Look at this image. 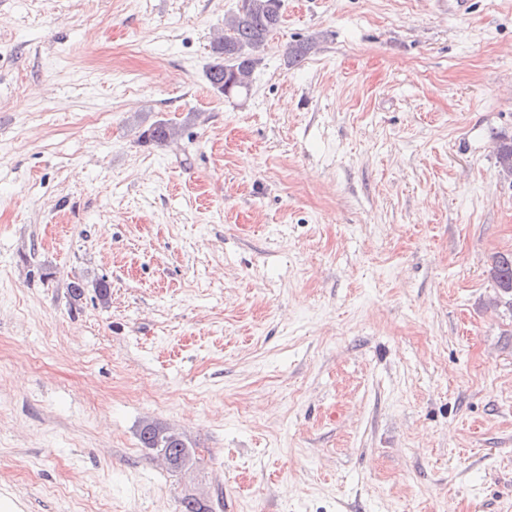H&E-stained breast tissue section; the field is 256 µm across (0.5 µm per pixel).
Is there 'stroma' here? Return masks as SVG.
I'll return each instance as SVG.
<instances>
[{"instance_id":"obj_1","label":"stroma","mask_w":512,"mask_h":512,"mask_svg":"<svg viewBox=\"0 0 512 512\" xmlns=\"http://www.w3.org/2000/svg\"><path fill=\"white\" fill-rule=\"evenodd\" d=\"M470 2L283 0L227 98L240 0H0V501L512 512V0ZM282 2L242 0L237 12L225 16L224 33L213 41V63L205 73L214 92L227 97L249 91L258 53L283 23ZM183 124L173 119H158L144 128L138 136L142 143L155 144L158 146L169 145L181 138ZM489 275L496 285L497 303L504 302L505 305L512 308V288H498V282L507 277L512 284V254L498 255L492 265ZM500 283V282H499ZM143 448L148 449L156 458H161L171 472L177 473L171 468L170 462L186 461L189 468L196 463V454L191 442L180 432L166 425L156 422H146L139 434Z\"/></svg>"}]
</instances>
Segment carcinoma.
I'll list each match as a JSON object with an SVG mask.
<instances>
[{
  "label": "carcinoma",
  "instance_id": "1",
  "mask_svg": "<svg viewBox=\"0 0 512 512\" xmlns=\"http://www.w3.org/2000/svg\"><path fill=\"white\" fill-rule=\"evenodd\" d=\"M282 23V0H241L237 12L224 17V33L213 41V63L205 73L211 89L224 96L248 92L249 78L260 62L259 52ZM314 46L313 37L288 45L285 52L287 65L300 64ZM182 134V123L163 118L144 128L138 140L167 146ZM497 152L501 171L512 176V142L501 140ZM489 275L495 284L505 277L512 283V254L497 256ZM139 438L142 447L167 464L182 460L189 468L196 463L192 443L166 425L147 422L142 426Z\"/></svg>",
  "mask_w": 512,
  "mask_h": 512
}]
</instances>
